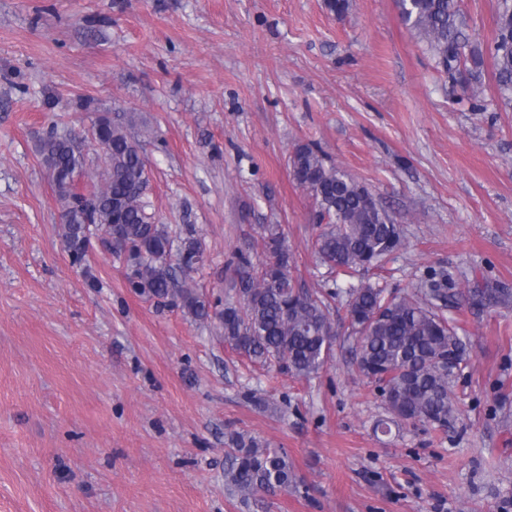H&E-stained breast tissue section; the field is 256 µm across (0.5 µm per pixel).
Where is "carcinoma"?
I'll return each mask as SVG.
<instances>
[{
	"instance_id": "obj_1",
	"label": "carcinoma",
	"mask_w": 512,
	"mask_h": 512,
	"mask_svg": "<svg viewBox=\"0 0 512 512\" xmlns=\"http://www.w3.org/2000/svg\"><path fill=\"white\" fill-rule=\"evenodd\" d=\"M396 2L404 25L422 37L437 68L468 99L477 98L487 54L502 98L512 103V0H500L496 34L486 49L469 44L458 0ZM129 122L107 113L95 117L106 155L96 174L88 171L86 155L75 148L68 129L56 127L40 140L42 163L57 175L61 237L72 263L85 261L93 236L110 239L115 232L112 254L125 259V280L135 294L201 323L218 320L224 341L252 362L274 364L298 377L317 373L331 350L334 323L323 292L297 283L281 225H262L267 260L261 265L247 248L235 253L237 300L217 310L191 285L203 267L197 230L190 225L174 239L147 212L143 144L128 130ZM290 164L293 179L314 201L315 249L331 272L352 277L404 246L400 225L375 202L370 188L336 167L317 146L296 145ZM346 294L349 327L358 339L357 370L386 393L391 418L378 421L377 428L386 433L399 420L448 426L450 382L462 348L443 311L455 307L463 291L446 271L430 268L411 294L387 296L370 283L352 285ZM229 442L224 484L241 502L264 504L297 488L283 449L240 433Z\"/></svg>"
}]
</instances>
